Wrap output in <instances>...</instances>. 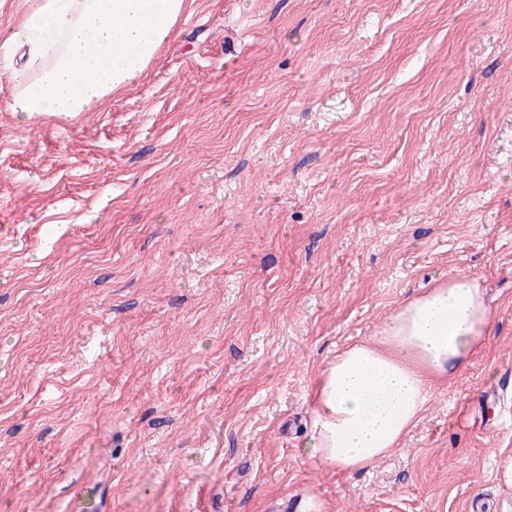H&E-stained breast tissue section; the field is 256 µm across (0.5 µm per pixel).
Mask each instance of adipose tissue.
I'll return each instance as SVG.
<instances>
[{"label":"adipose tissue","mask_w":512,"mask_h":512,"mask_svg":"<svg viewBox=\"0 0 512 512\" xmlns=\"http://www.w3.org/2000/svg\"><path fill=\"white\" fill-rule=\"evenodd\" d=\"M185 0H27L0 44V75L26 116L103 110L168 41ZM493 310L478 279L437 282L384 318L373 336L338 351L313 390L305 446L328 470L363 471L400 446L434 385L485 348Z\"/></svg>","instance_id":"adipose-tissue-1"}]
</instances>
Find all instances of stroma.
Wrapping results in <instances>:
<instances>
[{"mask_svg":"<svg viewBox=\"0 0 512 512\" xmlns=\"http://www.w3.org/2000/svg\"><path fill=\"white\" fill-rule=\"evenodd\" d=\"M0 80V512H512V0H186L105 110ZM476 276L401 448L304 447L325 362Z\"/></svg>","mask_w":512,"mask_h":512,"instance_id":"1","label":"stroma"}]
</instances>
